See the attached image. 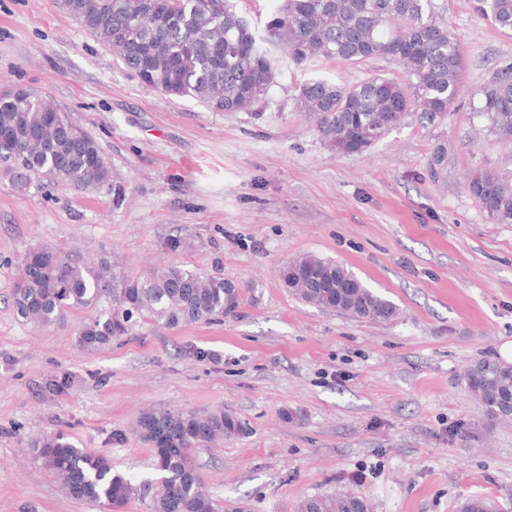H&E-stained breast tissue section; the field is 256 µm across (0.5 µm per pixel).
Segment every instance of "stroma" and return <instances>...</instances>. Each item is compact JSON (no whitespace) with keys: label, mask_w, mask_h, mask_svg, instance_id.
<instances>
[{"label":"stroma","mask_w":512,"mask_h":512,"mask_svg":"<svg viewBox=\"0 0 512 512\" xmlns=\"http://www.w3.org/2000/svg\"><path fill=\"white\" fill-rule=\"evenodd\" d=\"M440 2L466 92L512 61V34L472 0ZM269 51L279 69L256 109L212 112L142 83L60 0H0V95H42L111 171L103 184L39 193L0 173V512H112L64 493L39 455L47 435L156 483L140 414L218 408L246 432L192 452L217 507L296 512L353 491L373 512H456L482 496L512 512V422L489 421L464 380L512 344V224L491 223L467 189L476 172L512 174V144L480 132L461 104L431 123L409 115L368 151L342 154L301 112V85L400 81L402 68L298 66L281 44ZM185 238L192 248L169 249ZM33 244L109 252L134 276L173 261L219 273L240 305L86 350L78 333L93 309L50 327L14 314L18 258ZM306 253L348 266L399 318L358 321L299 300L280 270Z\"/></svg>","instance_id":"1"}]
</instances>
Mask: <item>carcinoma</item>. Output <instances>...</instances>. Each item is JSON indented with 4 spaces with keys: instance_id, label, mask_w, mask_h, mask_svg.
I'll use <instances>...</instances> for the list:
<instances>
[{
    "instance_id": "obj_1",
    "label": "carcinoma",
    "mask_w": 512,
    "mask_h": 512,
    "mask_svg": "<svg viewBox=\"0 0 512 512\" xmlns=\"http://www.w3.org/2000/svg\"><path fill=\"white\" fill-rule=\"evenodd\" d=\"M62 6L91 36L117 48L146 84L191 97L211 112L246 111L264 99L278 66L268 43L286 45L297 65L392 58L404 71L402 84L376 74L350 86L311 79L300 87L302 111L322 140L344 154L367 151L413 112L430 122L446 115L461 92L460 44L435 0H283L262 34L239 15L235 0H62ZM473 9L496 29L512 32V0H473ZM469 105L488 132L511 143L512 64L498 67L471 91ZM0 170L21 190L49 184L82 189L110 177L96 140L27 90L0 97ZM468 191L493 223L512 224V175L477 172ZM20 263L10 295L16 316L47 327L70 310L93 307L96 315L79 334L87 349L150 321L172 328L209 323L239 304L233 282L177 263L134 277L105 254L86 260L40 245L29 246ZM282 276L301 300L324 310L368 321L398 314L394 303L331 258L297 256ZM465 382L489 420H512L511 366L480 360ZM138 432L162 473L152 512H216L197 478L192 450L241 436L242 422L222 409L147 412ZM39 453L76 503L105 500L122 507L146 487L62 435L44 442ZM472 507L497 512L496 503L484 497L463 501L459 512ZM300 512H372V506L346 491L312 496Z\"/></svg>"
}]
</instances>
